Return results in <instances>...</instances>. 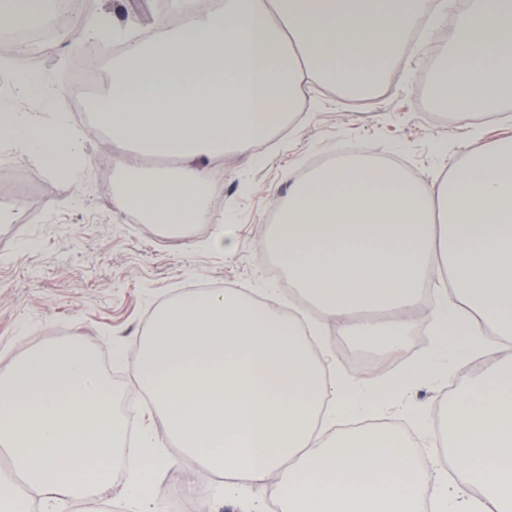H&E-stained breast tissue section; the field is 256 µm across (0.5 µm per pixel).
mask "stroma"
I'll list each match as a JSON object with an SVG mask.
<instances>
[{
	"instance_id": "stroma-1",
	"label": "stroma",
	"mask_w": 512,
	"mask_h": 512,
	"mask_svg": "<svg viewBox=\"0 0 512 512\" xmlns=\"http://www.w3.org/2000/svg\"><path fill=\"white\" fill-rule=\"evenodd\" d=\"M122 3L96 0L83 11L81 37L71 44L55 43L41 61L44 93L24 96L11 106L32 120L80 113L87 133L86 161L74 181L48 173L26 155L15 159L17 168L33 177L39 200L31 223L0 222V371L32 350L76 337L111 360L115 353L137 348L155 314L201 279L253 299L274 296L275 309H289L293 300L284 279L266 271L268 217L319 158L357 148L369 157L396 160L408 179L428 183L449 174L472 141L491 144L512 137V109L476 121L437 117L428 94L433 74L429 57L409 58L397 81L355 108L331 88L316 84L303 111L275 142L251 153L226 155L215 169L220 181L216 211L222 223L192 224L183 235H171L163 227L135 222L114 195L103 191L114 166L111 152L90 133L99 96L75 86L79 58L87 39L99 33V19H109L131 41L150 31V22L124 12ZM323 343L321 363L355 375L363 388L375 376L389 378L430 359L426 375L414 386L379 396L337 422L341 428L362 419L385 424L403 432L430 459L437 456L449 388L457 381H474L485 363L481 352L433 359L419 325L394 352L333 329L326 331ZM133 379L131 367L115 365L107 379L113 406L131 401L134 439L151 435L160 453L177 456L162 418L133 389ZM155 483L163 490L179 489L181 501L207 503L208 512H245L256 497L252 490L226 497L222 477L207 471L188 489L176 467L157 472Z\"/></svg>"
}]
</instances>
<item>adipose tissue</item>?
<instances>
[{"label": "adipose tissue", "mask_w": 512, "mask_h": 512, "mask_svg": "<svg viewBox=\"0 0 512 512\" xmlns=\"http://www.w3.org/2000/svg\"><path fill=\"white\" fill-rule=\"evenodd\" d=\"M181 22L157 42H134L114 63L94 112L110 137L117 200L180 233L216 224L211 169L246 153L309 85L371 96L393 80L425 18L439 33L420 53L436 61L430 94L455 117L512 106V0H176ZM84 133L64 117L0 113V141L51 174H73ZM269 248L297 302L232 289L189 292L156 318L133 362L136 387L179 449L146 444L126 471L130 512L162 492L155 471L179 465L223 476L224 494L251 488L281 512H512V138L472 142L448 178L411 183L369 157H339L300 179L278 207ZM439 285L453 311L430 345L487 349L480 383L448 404L449 470H425L391 427L327 435L358 408L352 377L329 374L309 339L308 308L341 334L396 346L422 287ZM81 341L30 352L0 373V512L101 498L124 445Z\"/></svg>", "instance_id": "1"}]
</instances>
